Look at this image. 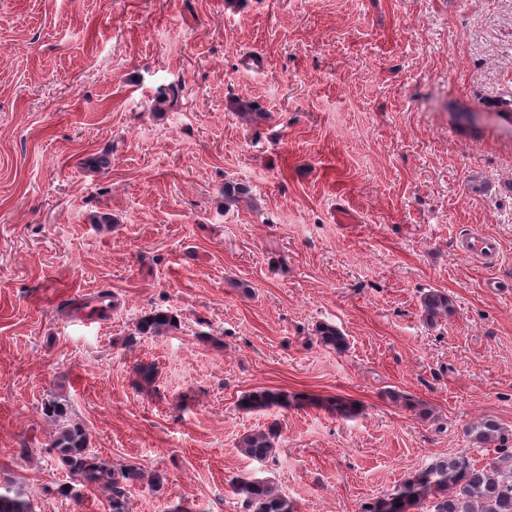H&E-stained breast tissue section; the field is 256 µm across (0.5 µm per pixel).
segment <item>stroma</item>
<instances>
[{
  "instance_id": "1",
  "label": "stroma",
  "mask_w": 512,
  "mask_h": 512,
  "mask_svg": "<svg viewBox=\"0 0 512 512\" xmlns=\"http://www.w3.org/2000/svg\"><path fill=\"white\" fill-rule=\"evenodd\" d=\"M509 97L512 0H0V486L108 512L65 493L52 394L94 453L160 476L130 512H240L237 476L364 512L435 458L485 460L467 427L512 431ZM157 310L177 328L135 335ZM261 389L291 406L244 409ZM274 422L275 461L239 454ZM467 255L486 261H492L498 254L496 242L491 237L481 233L473 234L468 242ZM422 306L426 316L432 321L438 318H447L452 310L448 294L438 290L427 292L422 298Z\"/></svg>"
}]
</instances>
